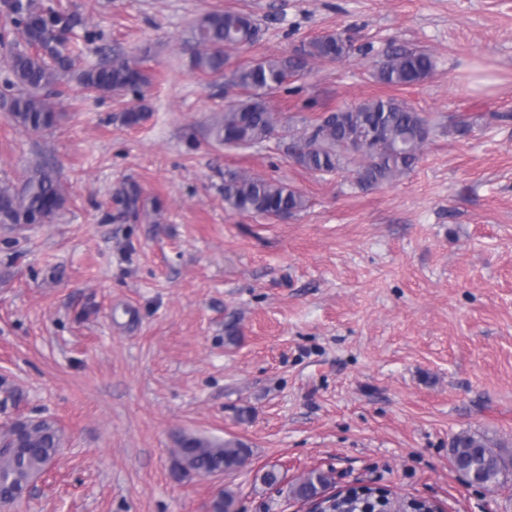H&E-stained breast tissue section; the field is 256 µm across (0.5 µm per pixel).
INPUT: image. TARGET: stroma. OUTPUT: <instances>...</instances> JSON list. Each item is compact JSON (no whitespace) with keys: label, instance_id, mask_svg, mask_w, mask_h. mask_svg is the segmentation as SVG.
Returning a JSON list of instances; mask_svg holds the SVG:
<instances>
[{"label":"stroma","instance_id":"1","mask_svg":"<svg viewBox=\"0 0 512 512\" xmlns=\"http://www.w3.org/2000/svg\"><path fill=\"white\" fill-rule=\"evenodd\" d=\"M103 31L81 67L146 54L149 112L65 82L52 131L0 111V182L41 163L67 198L50 224L0 225V427L48 417L63 447L9 512H306L264 486L332 472L329 495L387 491L438 512H512V474L478 490L452 469L459 432L512 444V0H37ZM258 26L232 63L338 32L349 61L317 63L267 98L292 126L395 94L435 132L417 165L364 191L276 143L218 145L234 93L192 68L191 25L218 10ZM436 60L419 85L372 76L389 46ZM501 120H491V113ZM480 115L468 136L459 115ZM278 180L306 207L230 210L225 169ZM141 190L139 215L121 190ZM237 440L245 466L182 474L180 435Z\"/></svg>","mask_w":512,"mask_h":512}]
</instances>
